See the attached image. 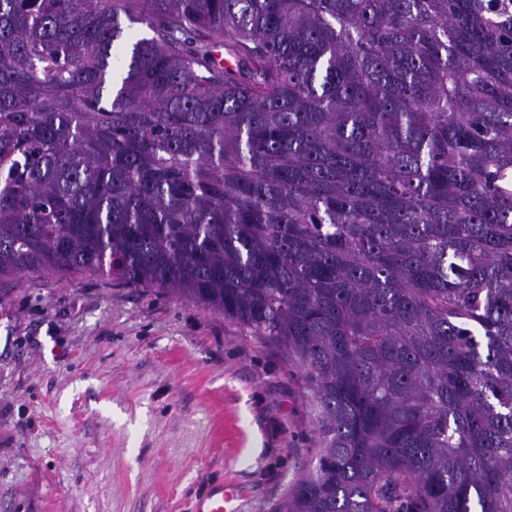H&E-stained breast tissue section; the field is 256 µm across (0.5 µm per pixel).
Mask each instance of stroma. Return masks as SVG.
Returning a JSON list of instances; mask_svg holds the SVG:
<instances>
[{
    "label": "stroma",
    "instance_id": "obj_1",
    "mask_svg": "<svg viewBox=\"0 0 512 512\" xmlns=\"http://www.w3.org/2000/svg\"><path fill=\"white\" fill-rule=\"evenodd\" d=\"M316 426L300 370L195 304L89 273L0 280V512H276ZM234 497L224 491V484L209 485L207 489L190 502V512H235L231 507Z\"/></svg>",
    "mask_w": 512,
    "mask_h": 512
}]
</instances>
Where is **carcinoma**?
I'll return each mask as SVG.
<instances>
[{
	"label": "carcinoma",
	"instance_id": "cac0c4a2",
	"mask_svg": "<svg viewBox=\"0 0 512 512\" xmlns=\"http://www.w3.org/2000/svg\"><path fill=\"white\" fill-rule=\"evenodd\" d=\"M77 271L303 372L280 512H512V0H0V278Z\"/></svg>",
	"mask_w": 512,
	"mask_h": 512
}]
</instances>
